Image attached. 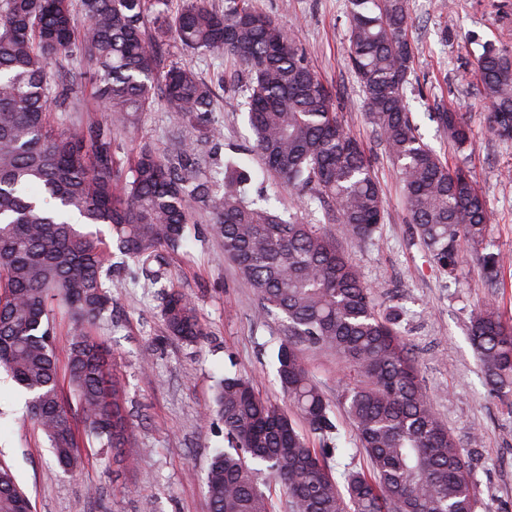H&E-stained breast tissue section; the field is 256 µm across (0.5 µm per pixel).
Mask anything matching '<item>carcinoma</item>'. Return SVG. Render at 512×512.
<instances>
[{"mask_svg":"<svg viewBox=\"0 0 512 512\" xmlns=\"http://www.w3.org/2000/svg\"><path fill=\"white\" fill-rule=\"evenodd\" d=\"M0 0V367L28 395L31 419L56 461L76 466L74 415L58 383L53 308L74 324L68 376L77 411L103 448L127 445L121 382L93 328L112 311V265L104 239L79 224L110 228L112 244L155 285L170 279L166 253L185 227L213 216L224 257L255 289L258 317L284 328L275 370L287 403L273 402L252 379L224 376L215 407L228 447L206 476L210 512H493L481 504L468 450L438 416L400 331V315L376 306L372 291L325 229L343 224L374 240L386 201L360 141L284 28L249 0L219 13L205 0ZM409 0H348V52L371 123L399 170L410 223L436 266L453 273L464 252L480 253L484 281L497 286L505 262L489 249L485 198L464 165L450 167L424 144L407 110L414 59L406 29ZM173 41L194 53L224 52L250 74L248 119L256 149L282 183L326 204L310 224L249 200L251 175L224 164L221 187L202 174L197 149L174 155L143 147L125 161L117 136L160 94L173 124L212 112L211 86L186 66H164ZM475 64L490 133L512 141V42L483 41ZM85 55L100 72L95 96L103 122L73 120L61 131L53 112L80 111L75 86L53 65ZM436 121L456 149L472 135L451 107ZM169 335L195 343L206 325L190 298L162 292ZM471 339L489 391L512 400V319L488 299L469 314ZM307 348L333 352L348 370L341 400L365 465L338 462L332 405L312 379ZM0 512H29V500L0 468Z\"/></svg>","mask_w":512,"mask_h":512,"instance_id":"1","label":"carcinoma"}]
</instances>
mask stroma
<instances>
[{"instance_id":"stroma-1","label":"stroma","mask_w":512,"mask_h":512,"mask_svg":"<svg viewBox=\"0 0 512 512\" xmlns=\"http://www.w3.org/2000/svg\"><path fill=\"white\" fill-rule=\"evenodd\" d=\"M409 0L408 34L415 58L406 87L408 110L424 143L448 164L467 162L486 198L490 240L506 260L503 280L492 288L482 279L473 254L451 276L438 270L407 218L395 166L369 123L367 106L348 65L347 0H251L253 8L283 26L303 48L310 66L332 92L345 126L363 144L386 200V214L374 242H360L343 225H329L381 308L396 307L402 332L433 404L449 432L471 448L480 500L512 512V404L494 397L472 346L468 313L473 304L495 299L512 317V142L493 139L488 111L478 94L474 47L468 35L512 39L492 0ZM166 64L188 65L214 88L211 121L218 134L205 139L194 122L174 125L163 101L139 114L133 133L119 137L122 155L142 145L161 153L198 143L200 168L222 177L233 157L254 174L249 196H277L281 212L295 211L305 192L279 184L256 151L247 122L250 76L232 57L206 55L169 44ZM460 112L473 133L467 155H459L429 120L441 106ZM183 248L168 253L175 287L195 303L207 334L188 345L169 337L160 316L157 291L132 281L131 268L118 270L110 319L95 334L111 352L116 375L125 384L132 412L128 431L131 464L118 465L110 450L86 432L78 438L82 456L76 470L55 462L46 435L27 417L26 398L10 378L0 379V465L26 492L32 512H209L206 470L213 452L225 447L220 421H203L214 389L224 375L250 376L260 393L280 402L274 355L283 337L279 320H257L258 297L224 257L210 216L188 225ZM313 380L331 400L339 422L341 463L361 462L352 424L340 393L346 371L335 354L305 351Z\"/></svg>"}]
</instances>
